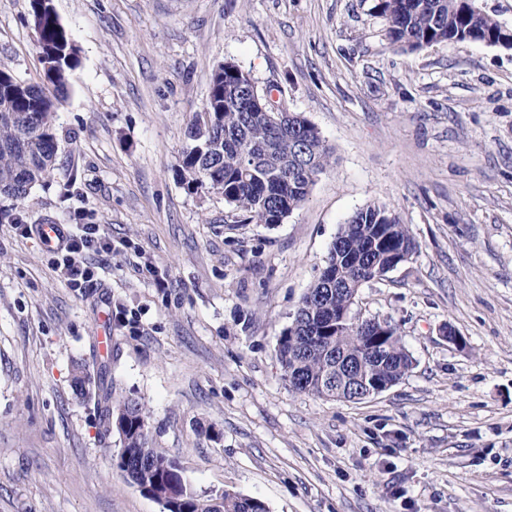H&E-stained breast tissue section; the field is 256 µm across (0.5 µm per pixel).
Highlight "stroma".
Returning a JSON list of instances; mask_svg holds the SVG:
<instances>
[{"label": "stroma", "mask_w": 512, "mask_h": 512, "mask_svg": "<svg viewBox=\"0 0 512 512\" xmlns=\"http://www.w3.org/2000/svg\"><path fill=\"white\" fill-rule=\"evenodd\" d=\"M82 64L59 170L27 223L88 214L112 240L70 288L0 222V512H162L75 365L107 366L197 491L270 512H512V48L390 47L374 0H52ZM31 0H0V69L43 79ZM304 115L333 151L281 224L230 229L178 172L216 65ZM371 202L418 244L353 314L396 324L410 373L374 397L292 391L276 349L338 229ZM450 324L464 346L439 333Z\"/></svg>", "instance_id": "obj_1"}]
</instances>
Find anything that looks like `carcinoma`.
Returning <instances> with one entry per match:
<instances>
[{
  "label": "carcinoma",
  "mask_w": 512,
  "mask_h": 512,
  "mask_svg": "<svg viewBox=\"0 0 512 512\" xmlns=\"http://www.w3.org/2000/svg\"><path fill=\"white\" fill-rule=\"evenodd\" d=\"M471 0H375L373 11L387 23L389 44L417 51L448 40L512 47L497 20L473 13ZM44 81L25 83L0 69V218L25 223L19 203L36 186L55 176L58 136L57 102L69 91L80 65L79 49L62 24L52 0H31ZM251 74L232 61L217 65L209 96L187 128L180 178L193 192L220 195L236 224L282 223L307 199L332 151L318 128L296 112L281 124L254 108ZM418 244L395 213L372 203L341 225L325 266L300 298L290 325L280 336L277 356L282 377L298 392L327 400L360 401L376 395L379 382L398 384L412 369L398 328L376 324L351 313L361 286L410 259ZM76 394L101 408L104 431L119 427L129 456L119 469L139 471L150 465L151 491L174 505L171 512H270L255 497L226 491L217 497L190 487L175 459L153 446L141 420L148 411L140 401L112 396V388L91 389L82 364L74 368Z\"/></svg>",
  "instance_id": "obj_1"
}]
</instances>
